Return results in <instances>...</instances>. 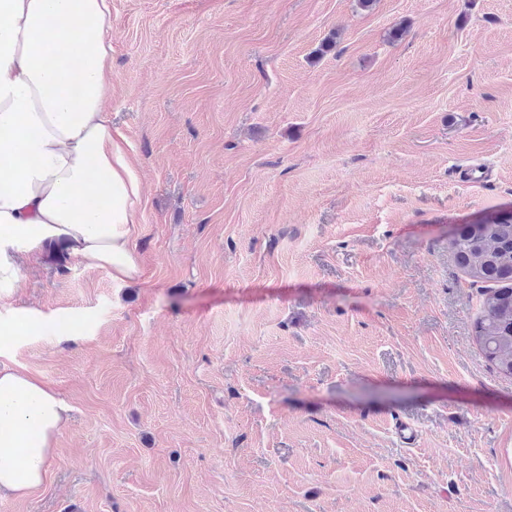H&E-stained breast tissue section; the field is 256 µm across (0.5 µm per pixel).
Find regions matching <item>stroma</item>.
<instances>
[{
	"label": "stroma",
	"instance_id": "stroma-1",
	"mask_svg": "<svg viewBox=\"0 0 512 512\" xmlns=\"http://www.w3.org/2000/svg\"><path fill=\"white\" fill-rule=\"evenodd\" d=\"M111 36L141 274L20 258L0 361L70 418L0 512H512L450 249L512 210V0H112Z\"/></svg>",
	"mask_w": 512,
	"mask_h": 512
}]
</instances>
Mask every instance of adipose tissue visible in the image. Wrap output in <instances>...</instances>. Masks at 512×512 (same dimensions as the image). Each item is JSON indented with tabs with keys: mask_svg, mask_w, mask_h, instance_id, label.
Returning a JSON list of instances; mask_svg holds the SVG:
<instances>
[{
	"mask_svg": "<svg viewBox=\"0 0 512 512\" xmlns=\"http://www.w3.org/2000/svg\"><path fill=\"white\" fill-rule=\"evenodd\" d=\"M112 0H0V299L16 257L59 253L137 278L142 182L108 102ZM68 407L39 378L0 363V493L47 473Z\"/></svg>",
	"mask_w": 512,
	"mask_h": 512,
	"instance_id": "obj_1",
	"label": "adipose tissue"
}]
</instances>
